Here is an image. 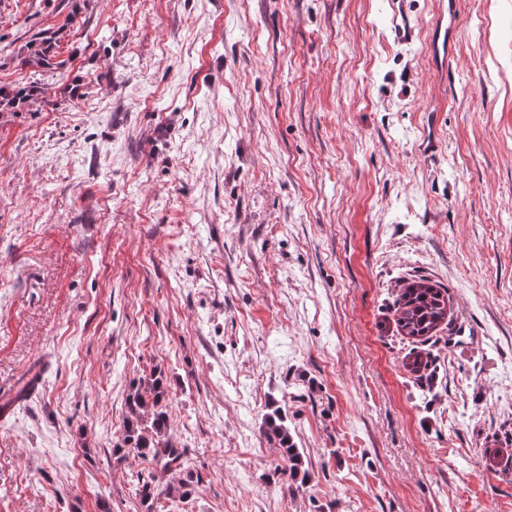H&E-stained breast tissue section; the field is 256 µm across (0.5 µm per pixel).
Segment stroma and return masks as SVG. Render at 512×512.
Returning <instances> with one entry per match:
<instances>
[{
    "label": "stroma",
    "instance_id": "stroma-1",
    "mask_svg": "<svg viewBox=\"0 0 512 512\" xmlns=\"http://www.w3.org/2000/svg\"><path fill=\"white\" fill-rule=\"evenodd\" d=\"M392 2L0 0V86L48 89L0 112V512H146L154 371L185 512H512V0H455L443 62L442 0L411 44ZM61 30L48 32L47 35L36 38L26 46L28 58L33 64L49 66V61L54 56L58 42H60ZM401 286L393 303V322L402 336L425 342L447 325L448 289L418 276ZM166 394L161 374H153L133 387L127 401L129 415L124 432L114 448L155 463L162 473L178 474L184 465L185 451L170 441ZM264 432L279 448L283 449V455L288 459L290 477L292 479L298 477L301 471L302 455L288 432L285 416L280 410L266 416Z\"/></svg>",
    "mask_w": 512,
    "mask_h": 512
}]
</instances>
